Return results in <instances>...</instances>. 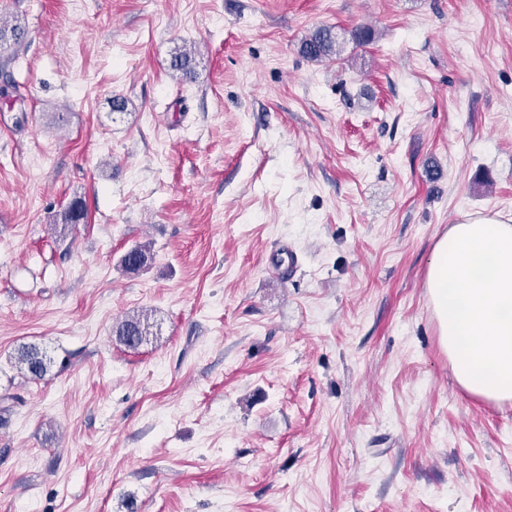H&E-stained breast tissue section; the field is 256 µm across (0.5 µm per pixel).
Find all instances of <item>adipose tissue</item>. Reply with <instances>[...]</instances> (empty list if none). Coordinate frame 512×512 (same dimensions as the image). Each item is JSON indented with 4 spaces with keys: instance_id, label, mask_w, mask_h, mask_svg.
Wrapping results in <instances>:
<instances>
[{
    "instance_id": "adipose-tissue-1",
    "label": "adipose tissue",
    "mask_w": 512,
    "mask_h": 512,
    "mask_svg": "<svg viewBox=\"0 0 512 512\" xmlns=\"http://www.w3.org/2000/svg\"><path fill=\"white\" fill-rule=\"evenodd\" d=\"M426 293L457 384L512 402V223L466 217L436 242Z\"/></svg>"
}]
</instances>
